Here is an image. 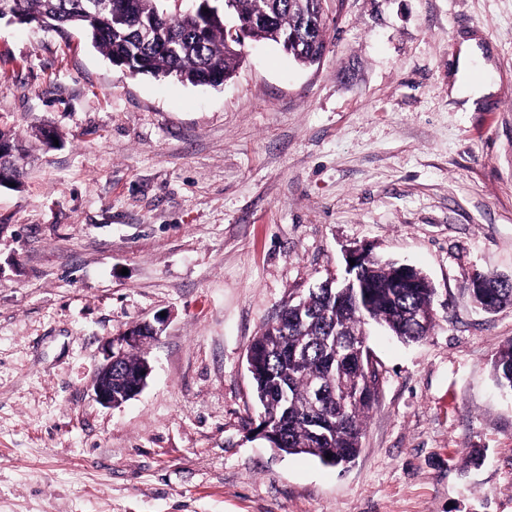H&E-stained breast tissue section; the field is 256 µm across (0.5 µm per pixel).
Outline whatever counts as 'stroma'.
<instances>
[{
	"label": "stroma",
	"mask_w": 512,
	"mask_h": 512,
	"mask_svg": "<svg viewBox=\"0 0 512 512\" xmlns=\"http://www.w3.org/2000/svg\"><path fill=\"white\" fill-rule=\"evenodd\" d=\"M327 15L319 64L249 45L219 87L0 22V129L32 156L0 187V512H512L491 374L512 306L467 299L512 277V0ZM469 38L497 85L470 110L450 94ZM354 248L424 273L438 321L410 345L370 327L379 398L331 467L258 436L246 354ZM159 316L144 390L99 404L108 342ZM487 288H482L483 277ZM475 275L471 280L469 296L472 303L486 313H491L504 304L512 305V278Z\"/></svg>",
	"instance_id": "obj_1"
}]
</instances>
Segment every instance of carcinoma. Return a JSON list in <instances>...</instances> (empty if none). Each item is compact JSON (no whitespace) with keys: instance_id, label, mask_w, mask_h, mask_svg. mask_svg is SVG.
I'll return each instance as SVG.
<instances>
[{"instance_id":"cac0c4a2","label":"carcinoma","mask_w":512,"mask_h":512,"mask_svg":"<svg viewBox=\"0 0 512 512\" xmlns=\"http://www.w3.org/2000/svg\"><path fill=\"white\" fill-rule=\"evenodd\" d=\"M0 0L6 18L25 25L68 32L81 29L116 67L130 73L174 77L191 85L220 86L238 67L244 43L224 30V10L204 11L196 0L193 16L164 25L158 16L166 0ZM237 23H255L276 37L294 38L288 55L306 62L325 50L326 10H300L292 0H236ZM10 152L0 155V178L21 185L17 156L25 155L12 133L0 130ZM398 264L368 258L352 271L353 287L325 281L298 301L284 305L247 351L254 396L273 433L270 446L288 455L304 454L325 465L354 460L360 451L364 417L378 397L379 373L367 350L344 353V341H367L374 321L404 342H419L434 326L405 313H435L436 290L417 270L412 288L395 284ZM486 287L469 289L472 303L486 313L512 305V278L484 276ZM144 353L127 347L117 362L120 382L114 398L126 401L130 382L143 374ZM492 368L499 388L512 394V340L499 347ZM331 459H326L327 454Z\"/></svg>"}]
</instances>
